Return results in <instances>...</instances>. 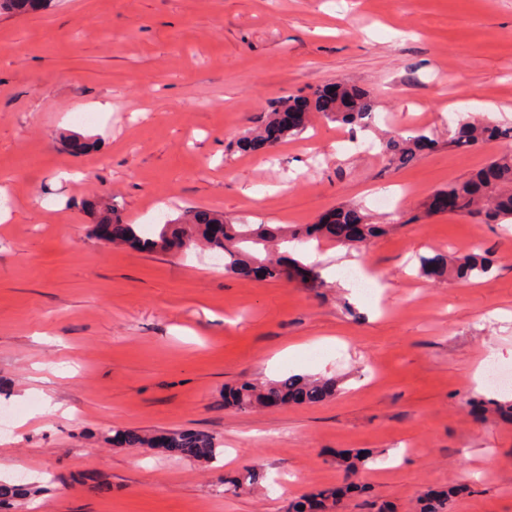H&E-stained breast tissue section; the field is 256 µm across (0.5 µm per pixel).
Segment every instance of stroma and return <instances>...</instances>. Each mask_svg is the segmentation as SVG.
I'll return each mask as SVG.
<instances>
[{"instance_id": "35a3bbf8", "label": "stroma", "mask_w": 512, "mask_h": 512, "mask_svg": "<svg viewBox=\"0 0 512 512\" xmlns=\"http://www.w3.org/2000/svg\"><path fill=\"white\" fill-rule=\"evenodd\" d=\"M334 83L373 99L366 126L318 118L266 154L238 151L269 102ZM476 117L512 127V0H51L0 14V403L26 421L0 444V482L36 489L6 512H286L342 482L346 449L370 459L345 512H419L452 488L448 512H512V386L472 382L484 360L512 369V220L427 211L512 153V138L449 144ZM420 130L436 147L390 163L385 141ZM73 135L84 153L66 148ZM96 197L142 227L186 207L291 225L352 208L384 227L356 256L379 287L342 288L344 247L324 238L308 243L316 288L105 245L84 206ZM468 248L492 260L473 282L419 271L420 256ZM291 343L304 351L267 370ZM289 375L336 394L224 404L226 386ZM47 401L56 413L41 414ZM118 429L203 430L219 453L117 447ZM255 463L256 489L225 490Z\"/></svg>"}]
</instances>
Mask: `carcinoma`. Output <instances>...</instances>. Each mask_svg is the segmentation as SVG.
Listing matches in <instances>:
<instances>
[{"label": "carcinoma", "instance_id": "cac0c4a2", "mask_svg": "<svg viewBox=\"0 0 512 512\" xmlns=\"http://www.w3.org/2000/svg\"><path fill=\"white\" fill-rule=\"evenodd\" d=\"M35 2L37 0H0V14L22 13ZM296 106L306 110L305 120L299 126L282 128L278 136L280 141L303 134L317 114L327 120L364 126L374 110L370 97L362 91L346 87L342 95L336 98L329 96V87L324 86L315 89L309 98L293 97L274 102L261 125L241 137L237 148L256 151L268 145V130L279 124L282 113ZM511 135L512 130L507 127L485 120H473L455 129L452 142L457 147H470ZM435 145V140L424 133L413 138L394 135L384 143V153L393 163L403 166L414 161L420 152ZM440 195L450 196L456 201L455 209L451 210L453 215L478 218L483 224H497L502 219L512 218V157L491 161L467 180L448 186ZM88 206L101 210L100 223L112 222L120 226L118 241L124 244L163 252L169 239L184 237L190 249L199 247L224 254V272L232 275L247 273L252 263L261 262L268 266V278L277 280L283 276L281 261L273 259L272 252L287 253L289 248L295 249L313 237L336 239V225L320 223L294 227L279 224H228L224 237L216 238L210 234L209 225L224 222V215L190 209L177 219L159 225L153 236L143 237L136 225L123 223L113 213V208L96 199L88 202ZM337 214L340 223L360 227L362 246L378 229V225L364 222L363 217L354 209H339ZM338 243H343V240H338ZM420 264L422 273L427 277L435 279L450 273L460 281H467L488 273L490 259L486 256H470L450 266L446 257L432 256L421 258ZM229 392L233 394V400L228 405L246 411L264 407L276 398L290 404L319 402L333 396L336 388L326 380L291 375L269 383L244 382L229 389ZM139 447H162L179 455L189 452L195 460L204 463L211 462L217 455L214 438L202 432L173 431L161 437L144 433L140 435ZM338 459L343 480L350 481L364 466L366 455L361 452L342 453ZM313 498L320 500L324 512H342L341 496L334 490H322L314 494Z\"/></svg>", "mask_w": 512, "mask_h": 512}]
</instances>
